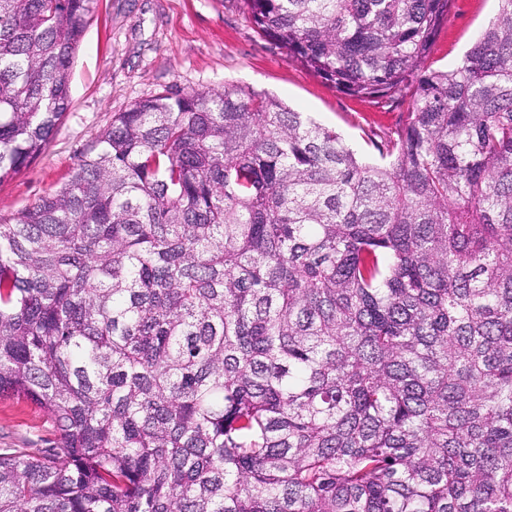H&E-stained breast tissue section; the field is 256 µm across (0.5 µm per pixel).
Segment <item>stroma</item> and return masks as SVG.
I'll return each instance as SVG.
<instances>
[{"instance_id": "obj_1", "label": "stroma", "mask_w": 512, "mask_h": 512, "mask_svg": "<svg viewBox=\"0 0 512 512\" xmlns=\"http://www.w3.org/2000/svg\"><path fill=\"white\" fill-rule=\"evenodd\" d=\"M498 11V0H450L428 65L456 66ZM248 87L274 94L336 129L365 159L403 124L400 100L337 91L253 29L240 0H94L71 78V104L43 153L0 183V215L59 190L114 115L164 90ZM57 437L30 402L0 397V448L33 452Z\"/></svg>"}]
</instances>
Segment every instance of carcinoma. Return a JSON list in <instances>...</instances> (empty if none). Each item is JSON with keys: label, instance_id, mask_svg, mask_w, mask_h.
<instances>
[{"label": "carcinoma", "instance_id": "carcinoma-1", "mask_svg": "<svg viewBox=\"0 0 512 512\" xmlns=\"http://www.w3.org/2000/svg\"><path fill=\"white\" fill-rule=\"evenodd\" d=\"M93 0H0V183L71 103ZM244 0L337 90L408 98L357 157L250 89L136 102L0 216V512H512V0ZM497 11V0H451L427 65L445 70L456 66ZM53 422L30 402L0 397V448H49L56 440Z\"/></svg>", "mask_w": 512, "mask_h": 512}]
</instances>
